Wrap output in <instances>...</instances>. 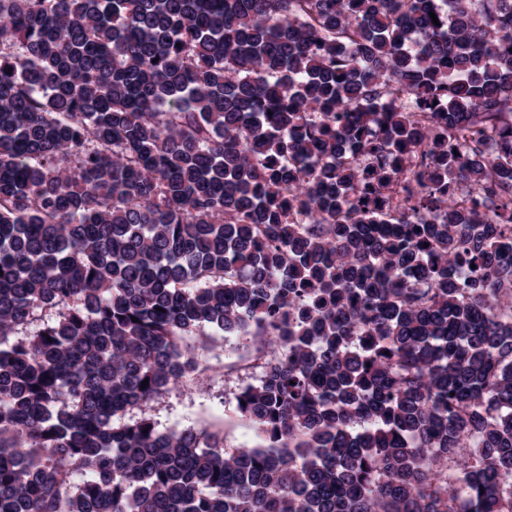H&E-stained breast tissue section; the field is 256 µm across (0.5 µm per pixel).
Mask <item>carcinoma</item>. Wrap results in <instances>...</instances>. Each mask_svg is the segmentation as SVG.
<instances>
[{
    "instance_id": "obj_1",
    "label": "carcinoma",
    "mask_w": 512,
    "mask_h": 512,
    "mask_svg": "<svg viewBox=\"0 0 512 512\" xmlns=\"http://www.w3.org/2000/svg\"><path fill=\"white\" fill-rule=\"evenodd\" d=\"M510 244L512 0H0V512H512ZM203 367L192 384L177 385L147 406L127 413L123 422L150 418L160 431L207 429L224 437V448H254L262 437L236 409V395L248 383L257 384L255 344L251 336L225 337L210 333L203 341L188 340Z\"/></svg>"
}]
</instances>
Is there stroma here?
Instances as JSON below:
<instances>
[{
    "label": "stroma",
    "mask_w": 512,
    "mask_h": 512,
    "mask_svg": "<svg viewBox=\"0 0 512 512\" xmlns=\"http://www.w3.org/2000/svg\"><path fill=\"white\" fill-rule=\"evenodd\" d=\"M204 367L194 383L172 387L147 406L130 411L126 421L150 418L161 431L205 429L219 433L227 448H254L263 439L236 409L241 387L260 374L255 344L248 336L221 333L190 341Z\"/></svg>",
    "instance_id": "35a3bbf8"
}]
</instances>
